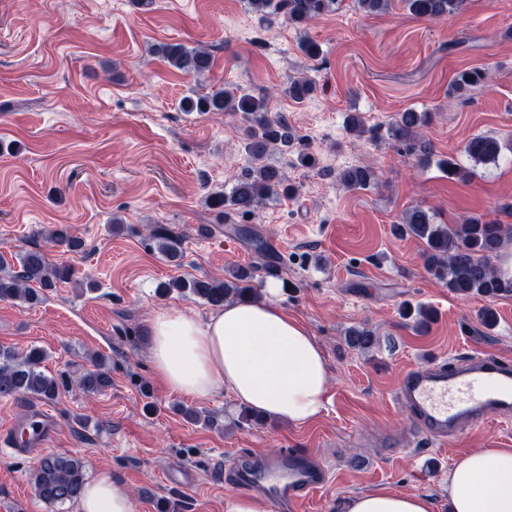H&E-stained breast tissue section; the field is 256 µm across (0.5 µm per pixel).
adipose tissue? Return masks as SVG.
<instances>
[{
  "instance_id": "1",
  "label": "adipose tissue",
  "mask_w": 512,
  "mask_h": 512,
  "mask_svg": "<svg viewBox=\"0 0 512 512\" xmlns=\"http://www.w3.org/2000/svg\"><path fill=\"white\" fill-rule=\"evenodd\" d=\"M280 283L262 298L228 303L207 320L179 312L149 322L153 372L171 393L206 398L227 388L240 405L297 425L325 408L329 370L309 330L277 303ZM448 512H512V448L463 455L448 473ZM76 512H135L127 486L106 469L90 478ZM347 512H432L418 494L390 488L354 497Z\"/></svg>"
}]
</instances>
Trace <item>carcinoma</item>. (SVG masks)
I'll list each match as a JSON object with an SVG mask.
<instances>
[{"instance_id":"obj_1","label":"carcinoma","mask_w":512,"mask_h":512,"mask_svg":"<svg viewBox=\"0 0 512 512\" xmlns=\"http://www.w3.org/2000/svg\"><path fill=\"white\" fill-rule=\"evenodd\" d=\"M409 12L425 20L446 18L460 10L463 0H405ZM255 12L270 7L284 10L288 23L301 27L308 22L334 13L341 0H248ZM172 68L193 75L210 71L212 57L205 48L188 47L181 43H162L154 47ZM489 78V73L473 69L460 73L453 81L450 93L460 96L467 88ZM316 85L309 79L298 78L288 82L284 94L300 103L311 97ZM185 112H238L247 123L245 151L252 167L236 178L229 192H216L208 196L206 204L224 216V223H234L233 214H247L267 200L289 196L294 188L288 184L283 171L269 162V158L288 146L294 134L281 119L269 113L267 100L244 91L230 92L218 89L206 94L189 95L180 101ZM428 113L406 110L396 119L397 137L410 142L421 154L429 153L423 141L422 127L427 124ZM466 154L477 163L496 159L500 153L497 139L475 136L465 145ZM339 182L347 188H366L375 181L374 171L365 166L343 170ZM396 230L420 239L425 247V267L434 278L443 281L448 289L461 297L493 299L512 293V280H505L491 264V258L512 242V225L469 216L460 224H435L429 210L414 207L404 213ZM252 246L261 265L235 267L224 278L211 276L174 277L159 284L164 295L177 292L192 295L204 303L220 308L227 302H244L261 297V284L255 280L256 270L262 268L271 277L279 276V268L268 243L251 228H234ZM49 238L64 245L70 251L83 247V242L70 236L63 227L48 230ZM151 240L169 261L181 259V239L170 230L158 226L150 230ZM18 268L0 276V299L21 301L30 306L40 304L45 291L56 283L75 276L69 265L51 266L44 252L33 249L17 257ZM347 342L360 351H369L377 343L375 333L366 328H353L347 334ZM44 351L31 347L23 353L11 348H0V396L34 395L42 400L53 401L69 389L71 384L86 395H99L112 386L110 368L105 359L96 358L92 367L72 381L64 374L52 375L41 369ZM34 494L49 503H65L78 500L85 486V465L67 455L42 457L30 473Z\"/></svg>"}]
</instances>
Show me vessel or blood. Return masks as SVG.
<instances>
[{
  "label": "vessel or blood",
  "instance_id": "obj_1",
  "mask_svg": "<svg viewBox=\"0 0 512 512\" xmlns=\"http://www.w3.org/2000/svg\"><path fill=\"white\" fill-rule=\"evenodd\" d=\"M425 436L441 442H457L480 427L487 413L512 417V360L491 353H472L450 363L433 359L404 370L395 391ZM57 431L51 409L32 413L26 422L0 433V446L22 451L46 447ZM231 470L243 489L266 494L274 512L298 508L326 482L324 469L313 459L289 449L271 459L237 454Z\"/></svg>",
  "mask_w": 512,
  "mask_h": 512
}]
</instances>
